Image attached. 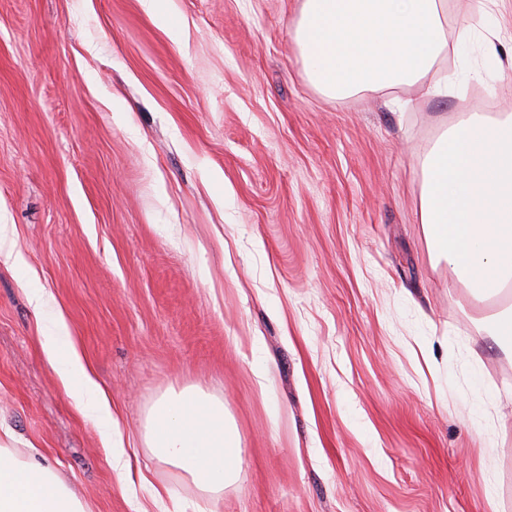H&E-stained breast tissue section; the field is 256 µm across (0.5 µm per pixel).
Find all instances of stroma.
<instances>
[{
  "label": "stroma",
  "mask_w": 512,
  "mask_h": 512,
  "mask_svg": "<svg viewBox=\"0 0 512 512\" xmlns=\"http://www.w3.org/2000/svg\"><path fill=\"white\" fill-rule=\"evenodd\" d=\"M302 0H0V423L89 512H182L199 492L148 443L170 391L222 401L243 464L217 512H512V351L435 258L423 159L470 112L512 114V70L458 43L429 80L324 97ZM118 421L54 374L30 291ZM262 376H255V368ZM131 455L129 473L112 450Z\"/></svg>",
  "instance_id": "stroma-1"
}]
</instances>
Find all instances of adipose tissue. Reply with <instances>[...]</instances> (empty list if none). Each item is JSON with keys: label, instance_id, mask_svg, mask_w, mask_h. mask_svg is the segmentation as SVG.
<instances>
[{"label": "adipose tissue", "instance_id": "obj_1", "mask_svg": "<svg viewBox=\"0 0 512 512\" xmlns=\"http://www.w3.org/2000/svg\"><path fill=\"white\" fill-rule=\"evenodd\" d=\"M447 0H303L295 40L311 84L330 99L382 95L420 82L448 55ZM44 348L62 383L93 415L101 431L114 420L62 320L44 329ZM149 446L200 490L195 512H212L216 494L231 484L243 451L223 402L184 390L154 405ZM16 437L0 432V512H87L52 470L21 460Z\"/></svg>", "mask_w": 512, "mask_h": 512}]
</instances>
